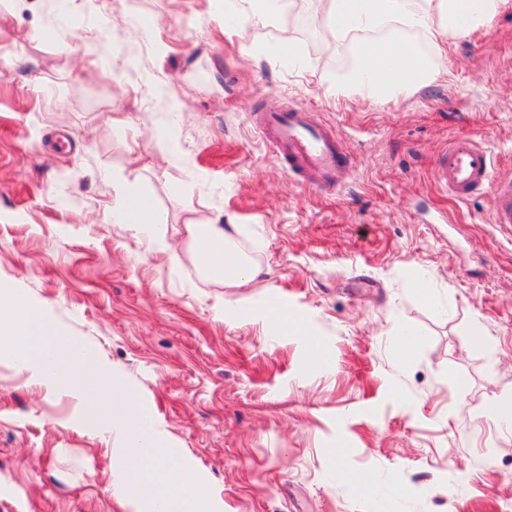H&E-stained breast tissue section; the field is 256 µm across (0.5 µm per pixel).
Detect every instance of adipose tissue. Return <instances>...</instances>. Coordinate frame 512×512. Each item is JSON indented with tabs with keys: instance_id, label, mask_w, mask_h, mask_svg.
<instances>
[{
	"instance_id": "obj_1",
	"label": "adipose tissue",
	"mask_w": 512,
	"mask_h": 512,
	"mask_svg": "<svg viewBox=\"0 0 512 512\" xmlns=\"http://www.w3.org/2000/svg\"><path fill=\"white\" fill-rule=\"evenodd\" d=\"M507 0H326L325 28L331 44L354 31H372L401 24L428 33L438 53L449 42L466 37L474 28L490 23ZM441 73L428 57L400 36L375 40L361 49L351 74L362 94L381 98ZM119 207L125 223L154 230L157 219L151 202L137 182H125ZM191 244L197 249L206 272L225 285L240 287L257 271L229 245L230 236L220 224L188 223Z\"/></svg>"
}]
</instances>
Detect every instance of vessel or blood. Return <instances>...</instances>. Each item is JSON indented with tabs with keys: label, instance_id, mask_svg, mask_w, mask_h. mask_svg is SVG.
<instances>
[{
	"label": "vessel or blood",
	"instance_id": "vessel-or-blood-1",
	"mask_svg": "<svg viewBox=\"0 0 512 512\" xmlns=\"http://www.w3.org/2000/svg\"><path fill=\"white\" fill-rule=\"evenodd\" d=\"M256 127L301 184L330 191L347 170L336 132L314 124L305 111L264 112ZM436 177L459 200L490 194L496 223L512 225V179H493L489 154L470 137L449 144L436 161Z\"/></svg>",
	"mask_w": 512,
	"mask_h": 512
}]
</instances>
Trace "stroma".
Wrapping results in <instances>:
<instances>
[{
	"mask_svg": "<svg viewBox=\"0 0 512 512\" xmlns=\"http://www.w3.org/2000/svg\"><path fill=\"white\" fill-rule=\"evenodd\" d=\"M248 11L0 0V287L137 393L211 512H512V426L484 414L512 399V226L434 177L465 134L512 178V2L449 43L447 78L379 100L345 79L374 33L326 57L307 0ZM288 109L339 134L336 191L257 133ZM124 179L171 253L113 211ZM191 221L230 226L258 276L208 277ZM121 446L0 355V512H129Z\"/></svg>",
	"mask_w": 512,
	"mask_h": 512,
	"instance_id": "obj_1",
	"label": "stroma"
}]
</instances>
